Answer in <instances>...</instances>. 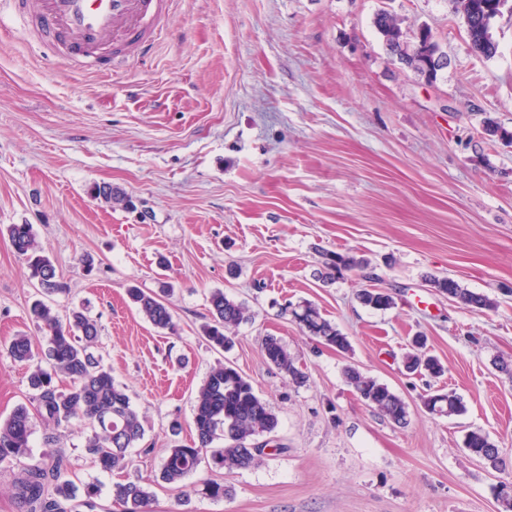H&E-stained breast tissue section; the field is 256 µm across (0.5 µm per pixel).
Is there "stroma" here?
<instances>
[{
    "instance_id": "stroma-1",
    "label": "stroma",
    "mask_w": 512,
    "mask_h": 512,
    "mask_svg": "<svg viewBox=\"0 0 512 512\" xmlns=\"http://www.w3.org/2000/svg\"><path fill=\"white\" fill-rule=\"evenodd\" d=\"M404 28L429 27L448 57L435 84L387 54L378 10ZM147 55L122 52L111 73L57 50L0 0V420L29 404L26 368L6 351L37 335L39 293L8 227L32 225L67 282L51 297L59 318L97 319L95 353L127 388L144 438L123 472L94 466L89 428L35 420L31 454L0 464V512H25L16 483L32 464L62 457L76 512H117L116 483L151 486V512H502L495 488L512 482V14L492 28L494 57L468 47L452 0H172ZM109 183L137 207L94 199ZM325 250L367 257L374 278L313 277ZM237 277L225 271L228 261ZM449 276L497 301L478 312L432 288ZM173 288L177 334L154 328L130 302L136 285ZM387 311L363 306L367 285ZM223 290L251 320L231 352L202 327ZM308 300L348 336L346 352L303 335L286 302ZM446 369L415 376L412 336ZM282 340L308 375L288 382L262 352ZM229 360L276 414L261 464L229 472L204 456L184 491L154 485L172 443H191L194 400ZM354 366L407 404L399 426L362 403L344 376ZM444 389L466 410L436 417L423 396ZM179 421V437L169 425ZM481 431L500 451L489 468L464 447ZM229 493L212 500L206 481ZM357 297L362 305L373 310L385 311L395 307L393 296L379 288H362Z\"/></svg>"
}]
</instances>
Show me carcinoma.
<instances>
[{
  "instance_id": "1",
  "label": "carcinoma",
  "mask_w": 512,
  "mask_h": 512,
  "mask_svg": "<svg viewBox=\"0 0 512 512\" xmlns=\"http://www.w3.org/2000/svg\"><path fill=\"white\" fill-rule=\"evenodd\" d=\"M453 4L469 49L486 58L495 56L498 46L489 22L499 13L495 0H453ZM374 25L393 58L429 81H437L438 72L447 64H433V53L440 44L430 30L422 28L419 33L410 34L386 10L376 13ZM95 196L126 208L132 206L131 200L110 184L97 187ZM8 236L15 253L26 262L29 279L36 281L44 293L67 291V283L38 246L32 225L12 224ZM369 266L368 259L354 253L326 251L321 254L320 268L314 276L326 284L334 283L349 272L364 271ZM430 282L439 292L467 308L479 312L497 308L489 297L473 293L449 277H434ZM128 295L155 328L176 331L171 307L163 295L137 287L128 289ZM357 297L362 305L373 310L395 307L394 297L379 288H362ZM209 303L211 319L203 332L213 348L227 351L234 345L235 329L250 319V310L228 298L222 290L213 291ZM31 313L42 332V354H36L32 337L26 335L15 337L7 353L12 361L32 366L27 381L33 407L21 405L0 421V463L29 457L33 419L37 416L56 426H68L74 421L88 425L92 435L86 448L98 468L104 472L126 470L131 463V449L143 439L144 429L127 389L115 383L111 372L104 369L92 352L100 333L98 321L81 310H74L64 323L41 300L33 303ZM289 313L303 334L340 352L350 349L348 336L326 319L315 304H291ZM424 348L421 337H415L404 357L406 368L442 376L443 365L426 354ZM262 349L266 361L289 382L298 387L305 385L306 373L296 365L280 339L267 337ZM344 374L365 404L398 425L408 424L407 404L387 385L351 366L345 368ZM59 375L68 379L65 392L56 385ZM423 404L438 416L460 415L465 409L462 399L453 391L429 393ZM193 425L195 441L174 445L164 456L158 476L161 483L179 486L196 471L202 456L210 449L217 464L229 472L259 465L263 449L259 448L256 437L274 433L278 419L246 377L232 365L219 362L196 393ZM217 440L224 441V446L214 450L212 445ZM464 447L493 469L503 465L499 448L480 431L469 432ZM17 490L26 512H72L71 502L76 499L75 486L67 478V468L60 456L49 467L39 464L28 467ZM113 499L120 512H149L153 494L138 482L118 483Z\"/></svg>"
}]
</instances>
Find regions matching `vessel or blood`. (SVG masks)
<instances>
[{
	"instance_id": "obj_1",
	"label": "vessel or blood",
	"mask_w": 512,
	"mask_h": 512,
	"mask_svg": "<svg viewBox=\"0 0 512 512\" xmlns=\"http://www.w3.org/2000/svg\"><path fill=\"white\" fill-rule=\"evenodd\" d=\"M15 11L55 43L63 63L88 58L113 44H137L160 32L169 0H10Z\"/></svg>"
}]
</instances>
